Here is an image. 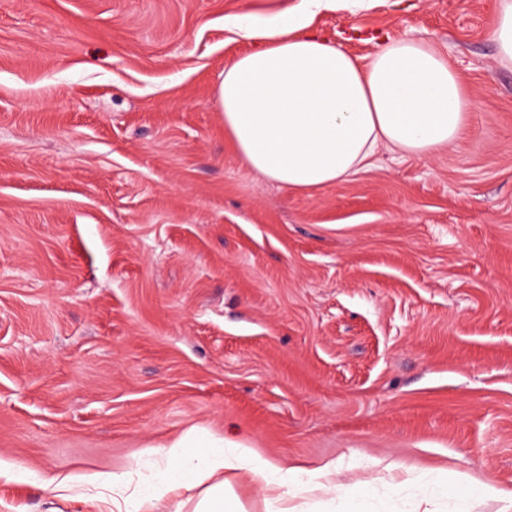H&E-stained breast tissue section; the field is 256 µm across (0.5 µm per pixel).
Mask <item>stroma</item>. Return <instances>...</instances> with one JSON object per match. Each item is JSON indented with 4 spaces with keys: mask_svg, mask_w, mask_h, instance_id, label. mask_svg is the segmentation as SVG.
<instances>
[{
    "mask_svg": "<svg viewBox=\"0 0 512 512\" xmlns=\"http://www.w3.org/2000/svg\"><path fill=\"white\" fill-rule=\"evenodd\" d=\"M300 0H0V512L195 431L360 496L303 512H499L512 493V65L493 0H340L318 32L443 47L468 123L292 192L246 168L217 92L228 15ZM399 463L389 473L382 466ZM448 475V491L408 474Z\"/></svg>",
    "mask_w": 512,
    "mask_h": 512,
    "instance_id": "obj_1",
    "label": "stroma"
}]
</instances>
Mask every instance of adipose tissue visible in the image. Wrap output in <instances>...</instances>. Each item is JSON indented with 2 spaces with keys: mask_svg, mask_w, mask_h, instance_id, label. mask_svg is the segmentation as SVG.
Listing matches in <instances>:
<instances>
[{
  "mask_svg": "<svg viewBox=\"0 0 512 512\" xmlns=\"http://www.w3.org/2000/svg\"><path fill=\"white\" fill-rule=\"evenodd\" d=\"M336 0H300L275 19L225 17L226 29L250 44L225 67L217 109L240 161L292 190L322 189L369 167L378 147L428 156L463 131L468 98L447 55L413 38L383 42L361 61L321 35L313 18ZM247 471L276 512L283 498L343 491L336 468L326 464L299 474L257 460L253 451L217 439L185 436L163 453L147 486L125 493L124 476L84 473L56 485L62 498L91 486L116 512H247L227 470Z\"/></svg>",
  "mask_w": 512,
  "mask_h": 512,
  "instance_id": "obj_1",
  "label": "adipose tissue"
}]
</instances>
